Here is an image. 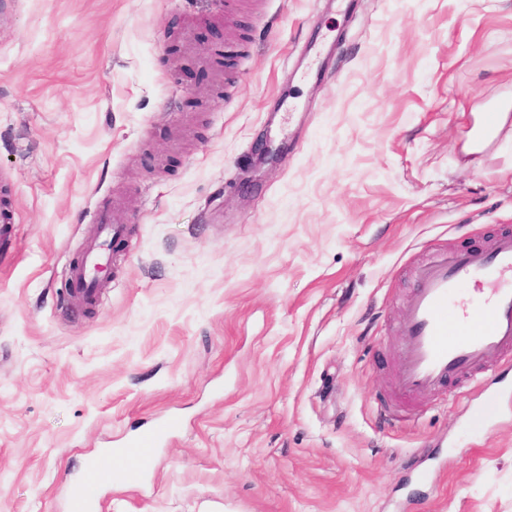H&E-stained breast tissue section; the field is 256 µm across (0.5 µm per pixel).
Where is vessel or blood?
Listing matches in <instances>:
<instances>
[{"label": "vessel or blood", "mask_w": 512, "mask_h": 512, "mask_svg": "<svg viewBox=\"0 0 512 512\" xmlns=\"http://www.w3.org/2000/svg\"><path fill=\"white\" fill-rule=\"evenodd\" d=\"M121 233L108 214L99 216L97 237L70 271L72 304L94 291L93 273L109 265L110 245ZM403 313L397 385L405 394H425L448 378L470 376L491 356L512 355V235L498 237L488 250L440 257L422 266ZM180 426L177 417H167L122 447L94 455L71 491L70 512H95L101 479L140 482L153 467L156 448Z\"/></svg>", "instance_id": "b4317fda"}]
</instances>
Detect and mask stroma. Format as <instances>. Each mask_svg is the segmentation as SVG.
<instances>
[{"instance_id":"1","label":"stroma","mask_w":512,"mask_h":512,"mask_svg":"<svg viewBox=\"0 0 512 512\" xmlns=\"http://www.w3.org/2000/svg\"><path fill=\"white\" fill-rule=\"evenodd\" d=\"M506 102L512 0H0V512L172 414L101 512H512V361L396 384L417 269L512 233ZM123 229L112 225V218L102 213L98 218V235L91 240L85 249V254L80 263L75 265L71 271V279L75 288L70 296L72 304L77 307L86 294L99 288L100 283L93 280V272L99 268L109 265L111 260L112 240L119 237Z\"/></svg>"}]
</instances>
